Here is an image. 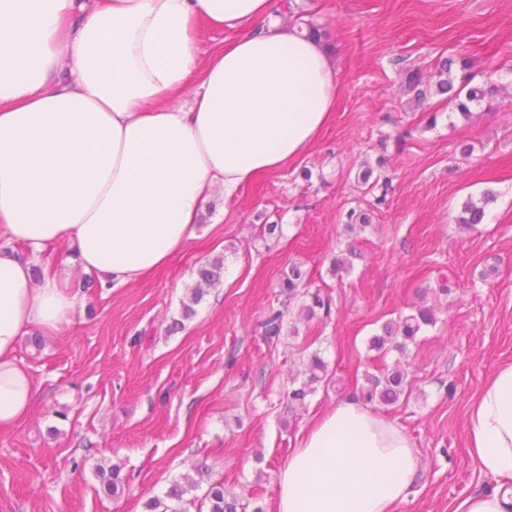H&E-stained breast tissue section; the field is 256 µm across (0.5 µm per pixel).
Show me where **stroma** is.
Listing matches in <instances>:
<instances>
[{"mask_svg": "<svg viewBox=\"0 0 512 512\" xmlns=\"http://www.w3.org/2000/svg\"><path fill=\"white\" fill-rule=\"evenodd\" d=\"M274 14L329 29L340 72L330 123L293 166L204 202L191 239L138 283L82 290L68 243L34 257L81 303L41 345L20 342L35 400L0 432V512H146L202 466L226 494L270 512L301 429L357 398V379L382 365L369 338L415 306L434 308L437 323L408 347L411 395L382 410L420 458L395 512H452L494 487L469 454L467 421L472 398L512 364V0H274ZM449 55L469 57L474 84L494 91L467 119L434 98L414 106L404 89L405 69L428 76ZM382 154L387 204L372 227L347 231L345 212L368 205L354 175ZM488 191L485 223L459 227L463 203ZM263 224L281 225V236L262 238ZM350 246L352 269L333 274ZM216 257L221 285L183 318L197 267ZM294 262L331 295L332 313L306 322L290 311L272 346L262 323ZM178 318L182 329L169 332ZM308 344L328 376L292 412L286 394ZM98 463L121 465L122 493H104Z\"/></svg>", "mask_w": 512, "mask_h": 512, "instance_id": "1", "label": "stroma"}]
</instances>
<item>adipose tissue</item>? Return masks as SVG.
Masks as SVG:
<instances>
[{
    "instance_id": "obj_1",
    "label": "adipose tissue",
    "mask_w": 512,
    "mask_h": 512,
    "mask_svg": "<svg viewBox=\"0 0 512 512\" xmlns=\"http://www.w3.org/2000/svg\"><path fill=\"white\" fill-rule=\"evenodd\" d=\"M203 25L235 36L202 57ZM338 91L329 48L274 21L271 0H0V432L33 402L21 339L55 334L79 304L18 246L72 242L83 272L138 282L215 191L304 154ZM468 439L496 484L454 512H512V364L471 405ZM418 470L402 427L347 400L301 436L273 512H393Z\"/></svg>"
}]
</instances>
